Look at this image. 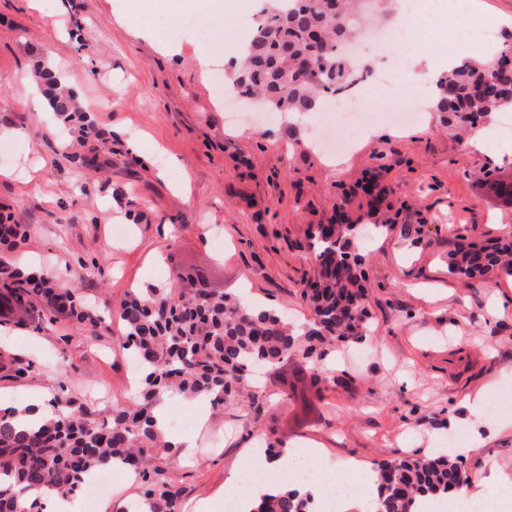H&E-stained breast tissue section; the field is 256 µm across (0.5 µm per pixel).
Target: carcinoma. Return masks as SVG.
<instances>
[{
    "label": "carcinoma",
    "mask_w": 512,
    "mask_h": 512,
    "mask_svg": "<svg viewBox=\"0 0 512 512\" xmlns=\"http://www.w3.org/2000/svg\"><path fill=\"white\" fill-rule=\"evenodd\" d=\"M267 0L258 13L232 88L243 100L261 98L264 109L287 115L313 111V103L342 93L359 73L339 44L357 33L359 0H336L325 11L322 0ZM512 106V69L484 60L463 59L437 81L434 110L449 112L474 126ZM360 218L314 233L309 260L315 281L302 292L311 319L306 340L320 342L363 337L366 290L361 256L350 249ZM29 226L0 223V245L10 251L26 240ZM448 272L465 282L491 284L512 277V244L492 251L456 249ZM123 352L140 363V391L134 406L118 404L112 418L99 421L86 406L71 407L62 391L48 400L51 412L37 426L22 428L13 413L0 414V512H34L32 494L53 491L70 496L97 471L126 465L143 485L150 512H180V491L164 479L157 463L163 437L155 412L162 398L182 395L215 404L235 400L255 365H273L297 351L296 334L275 310L257 311L238 299L205 288H191L177 271L169 286L147 294L134 288L117 309ZM86 330L96 338L103 317L85 306L76 289L35 272L26 273L0 258V327L29 328L44 319ZM320 354L312 361L309 384L317 399L329 378ZM376 512H417L422 498L445 499L468 482L459 459L448 455L398 456L378 464ZM311 498L295 490L264 494L251 512H309Z\"/></svg>",
    "instance_id": "1"
}]
</instances>
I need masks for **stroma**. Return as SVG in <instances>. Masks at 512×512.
Listing matches in <instances>:
<instances>
[{"mask_svg":"<svg viewBox=\"0 0 512 512\" xmlns=\"http://www.w3.org/2000/svg\"><path fill=\"white\" fill-rule=\"evenodd\" d=\"M65 0L61 10L30 0H0V126L17 130L0 154V212L31 233L12 251L21 268L65 281L96 308L116 304L132 288H161L169 270L194 266L209 287L230 297L247 291L289 322L309 320L301 293L312 268L308 236L326 223L342 192L367 180L389 190L397 214L379 209L361 221L356 243L368 288L367 342H335L341 386L323 399L299 378L308 359L292 356L263 368L261 409L239 402L172 400L168 414H189L192 466L182 448L165 451V477L181 491V512L199 499L219 498L256 446L274 441L284 451L317 446L316 480L359 462L376 469L398 453L420 457L448 450L464 432L461 455L470 480L492 485L512 476V428L488 409L472 423L469 396L512 383V278L489 288L448 272L458 243L506 242L512 233V135L502 136L503 113L485 120L483 150L447 114L427 111L404 133L371 132L355 151L328 165L311 142L307 121L260 128L229 127L210 75L188 63L196 53L222 69L238 56L239 18L260 0H222L217 28L171 51L143 29L148 0ZM68 86L69 106L88 113L99 138L79 137L54 112H34L17 97L27 81L42 95L45 76ZM140 153L125 146L127 135ZM89 161L74 168L73 153ZM175 163L160 172L161 160ZM390 217L376 231L375 218ZM90 340L85 331L43 324L0 335V349L33 366L0 378V398L15 406L65 383L75 404L108 419L131 404L128 359L112 339L118 317ZM136 480L112 474V489L81 512H131Z\"/></svg>","mask_w":512,"mask_h":512,"instance_id":"35a3bbf8","label":"stroma"}]
</instances>
